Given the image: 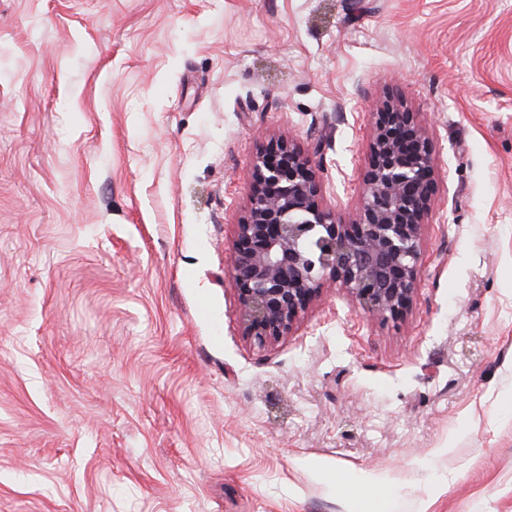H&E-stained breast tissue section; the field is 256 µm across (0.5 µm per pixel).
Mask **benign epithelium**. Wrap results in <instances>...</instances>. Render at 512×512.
<instances>
[{
	"label": "benign epithelium",
	"instance_id": "7a95c632",
	"mask_svg": "<svg viewBox=\"0 0 512 512\" xmlns=\"http://www.w3.org/2000/svg\"><path fill=\"white\" fill-rule=\"evenodd\" d=\"M371 124L362 195L347 224L319 204L312 161L292 137L274 136L257 152L231 269L243 335L257 346L290 335L328 282L382 324L411 312L438 192L434 147L395 100Z\"/></svg>",
	"mask_w": 512,
	"mask_h": 512
}]
</instances>
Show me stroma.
<instances>
[{
    "label": "stroma",
    "instance_id": "stroma-1",
    "mask_svg": "<svg viewBox=\"0 0 512 512\" xmlns=\"http://www.w3.org/2000/svg\"><path fill=\"white\" fill-rule=\"evenodd\" d=\"M392 95L440 180L411 313L332 285L259 349L256 151L350 220ZM0 512H512V0H0Z\"/></svg>",
    "mask_w": 512,
    "mask_h": 512
}]
</instances>
